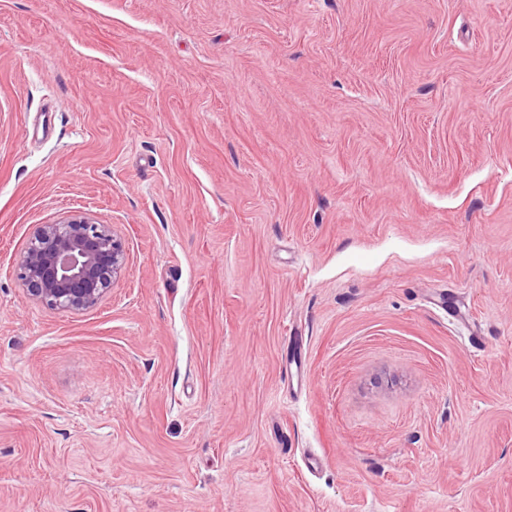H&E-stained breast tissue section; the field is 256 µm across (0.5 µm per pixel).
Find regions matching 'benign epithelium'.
Instances as JSON below:
<instances>
[{"label":"benign epithelium","mask_w":512,"mask_h":512,"mask_svg":"<svg viewBox=\"0 0 512 512\" xmlns=\"http://www.w3.org/2000/svg\"><path fill=\"white\" fill-rule=\"evenodd\" d=\"M127 261L125 241L110 225L72 214L37 227L15 272L32 300L51 310L80 311L112 290Z\"/></svg>","instance_id":"benign-epithelium-1"}]
</instances>
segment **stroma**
Wrapping results in <instances>:
<instances>
[{"instance_id": "1", "label": "stroma", "mask_w": 512, "mask_h": 512, "mask_svg": "<svg viewBox=\"0 0 512 512\" xmlns=\"http://www.w3.org/2000/svg\"><path fill=\"white\" fill-rule=\"evenodd\" d=\"M0 512H512V0H0ZM128 257L125 241L110 225L72 214L37 227L15 272L32 300L51 310L80 311L112 290Z\"/></svg>"}]
</instances>
